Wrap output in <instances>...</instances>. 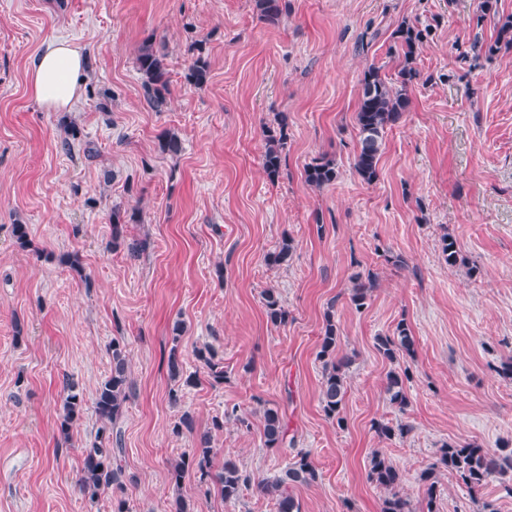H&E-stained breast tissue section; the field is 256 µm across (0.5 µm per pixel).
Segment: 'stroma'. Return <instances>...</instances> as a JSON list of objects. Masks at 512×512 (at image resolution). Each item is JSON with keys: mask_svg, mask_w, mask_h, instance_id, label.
Returning a JSON list of instances; mask_svg holds the SVG:
<instances>
[{"mask_svg": "<svg viewBox=\"0 0 512 512\" xmlns=\"http://www.w3.org/2000/svg\"><path fill=\"white\" fill-rule=\"evenodd\" d=\"M480 2L281 0L273 26L255 0H0V512H112L111 494L90 503L78 480L115 339L132 382L119 421L131 512H171L178 496L195 512H277L258 482L298 450L318 473L292 489L300 512H380L386 492L368 478L376 450L403 473L413 512H424L420 475L444 443L494 450L512 441V379L497 372L512 359V49L469 54L473 41L494 42L512 0H498L494 16ZM403 21L431 34L410 106L368 185L353 168L359 80L372 65L394 78L388 48ZM55 37L90 60L66 113L45 111L29 93L32 60ZM147 38L169 64L159 112L135 67ZM200 54L210 78L193 85L186 74ZM280 113L287 144L272 181L264 129ZM72 123L81 145L67 153L60 142ZM166 130L182 140L178 156L159 149ZM319 156L334 160L339 177L316 189L304 167ZM116 211L129 222L115 246ZM16 224L27 225L28 247L16 243ZM446 234L460 265L444 260ZM286 237L288 264H268ZM132 242L142 244L139 256ZM70 254L79 269L65 264ZM367 272L375 286L358 310L352 278ZM270 288L284 323L266 315ZM328 311L337 352L351 359L338 421L320 395ZM401 321L416 338L403 361L411 379L402 411L388 400L391 365L375 348ZM208 346L223 383L197 356ZM174 350L194 385L170 379ZM67 378L87 407L66 440L58 410ZM232 407L237 418H225ZM267 407L279 409L293 447H265ZM185 413L212 430L215 467L229 459L250 475L236 504L192 470L171 484V462L194 448L191 434L175 430ZM377 422L407 432L387 440ZM435 470L437 512H476L467 488Z\"/></svg>", "mask_w": 512, "mask_h": 512, "instance_id": "obj_1", "label": "stroma"}]
</instances>
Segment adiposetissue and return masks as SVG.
I'll list each match as a JSON object with an SVG mask.
<instances>
[{
    "mask_svg": "<svg viewBox=\"0 0 512 512\" xmlns=\"http://www.w3.org/2000/svg\"><path fill=\"white\" fill-rule=\"evenodd\" d=\"M85 68L80 45L66 39L50 40L32 65L30 93L48 111H72L81 97Z\"/></svg>",
    "mask_w": 512,
    "mask_h": 512,
    "instance_id": "1",
    "label": "adipose tissue"
}]
</instances>
